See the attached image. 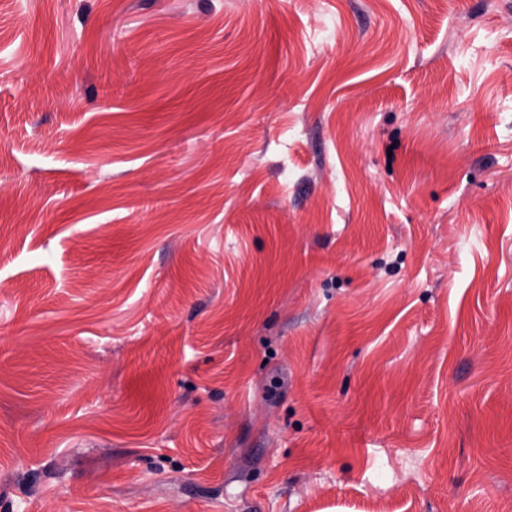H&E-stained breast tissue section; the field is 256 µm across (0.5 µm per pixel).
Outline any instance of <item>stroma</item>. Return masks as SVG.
Instances as JSON below:
<instances>
[{
  "label": "stroma",
  "mask_w": 512,
  "mask_h": 512,
  "mask_svg": "<svg viewBox=\"0 0 512 512\" xmlns=\"http://www.w3.org/2000/svg\"><path fill=\"white\" fill-rule=\"evenodd\" d=\"M0 512H512V0H0Z\"/></svg>",
  "instance_id": "stroma-1"
}]
</instances>
